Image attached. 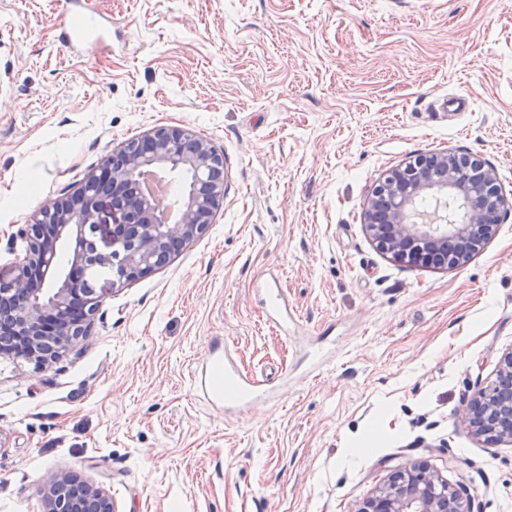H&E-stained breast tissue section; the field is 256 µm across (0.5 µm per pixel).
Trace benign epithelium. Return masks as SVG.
I'll list each match as a JSON object with an SVG mask.
<instances>
[{"label": "benign epithelium", "instance_id": "1", "mask_svg": "<svg viewBox=\"0 0 512 512\" xmlns=\"http://www.w3.org/2000/svg\"><path fill=\"white\" fill-rule=\"evenodd\" d=\"M187 177L172 219L160 209L144 176ZM224 158L211 144L175 126L127 142L92 170L69 198L44 203L31 224L18 228L23 251L14 275L0 279V362H25L39 373L87 335L102 289L119 291L165 265L179 247L200 237L224 204ZM425 196L461 205L460 220L441 209L423 214ZM512 199L495 169L478 155L453 150L417 154L389 170L373 187L363 225L376 249L410 267L453 268L481 252ZM70 268L59 266L62 247ZM456 422L490 443L512 441V350L498 360L495 380L454 413ZM41 512H116L101 486L71 472L54 474L42 489ZM356 512H473L472 501L429 469L395 472Z\"/></svg>", "mask_w": 512, "mask_h": 512}]
</instances>
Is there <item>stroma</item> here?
Segmentation results:
<instances>
[{
  "label": "stroma",
  "mask_w": 512,
  "mask_h": 512,
  "mask_svg": "<svg viewBox=\"0 0 512 512\" xmlns=\"http://www.w3.org/2000/svg\"><path fill=\"white\" fill-rule=\"evenodd\" d=\"M86 6L112 20L87 66L59 42L66 0H0V277L19 225L153 128L209 141L226 195L60 361L0 371V512H40L60 470L117 512H356L413 464L512 512V442L454 417L512 349V211L460 268L397 265L362 223L414 154L479 155L512 193V0ZM219 342L275 396L199 402Z\"/></svg>",
  "instance_id": "obj_1"
}]
</instances>
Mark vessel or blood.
<instances>
[{
	"mask_svg": "<svg viewBox=\"0 0 512 512\" xmlns=\"http://www.w3.org/2000/svg\"><path fill=\"white\" fill-rule=\"evenodd\" d=\"M60 25L63 45L78 59L87 57L88 44L98 45L107 39L105 23L88 14L84 0H67ZM193 384L212 408L227 412L261 402L269 396L268 389L244 373L227 353L210 356Z\"/></svg>",
	"mask_w": 512,
	"mask_h": 512,
	"instance_id": "1",
	"label": "vessel or blood"
}]
</instances>
